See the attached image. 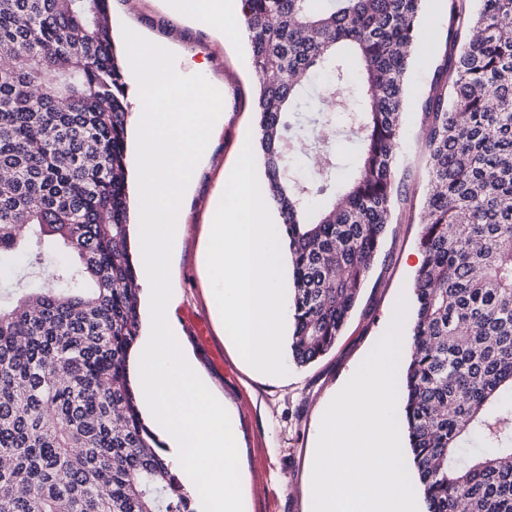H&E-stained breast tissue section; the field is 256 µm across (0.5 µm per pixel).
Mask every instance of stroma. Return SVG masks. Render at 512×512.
<instances>
[{"label": "stroma", "mask_w": 512, "mask_h": 512, "mask_svg": "<svg viewBox=\"0 0 512 512\" xmlns=\"http://www.w3.org/2000/svg\"><path fill=\"white\" fill-rule=\"evenodd\" d=\"M110 10L114 38H121L122 26L135 28L172 51L181 71L203 65L209 79L223 86L224 124L214 134L208 156L197 165L195 186L182 205L184 235L173 271L177 304L172 317L199 373L223 396L237 432L244 512H309L312 449L321 411L384 334L399 298H411L420 226L390 225L358 306L329 353L307 366L289 365L283 377L251 372L224 337L202 264L210 200L224 188L226 172L234 167L247 136L258 129L253 107L258 79L247 38L236 20L225 19L224 31L218 34L173 16L164 0H139L133 9L128 0H110ZM446 13L447 0H425L420 49L408 76L397 163L410 170L418 189L425 186L419 97L432 77V57L441 49L434 34L444 26Z\"/></svg>", "instance_id": "1"}]
</instances>
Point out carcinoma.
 <instances>
[{
	"label": "carcinoma",
	"instance_id": "obj_1",
	"mask_svg": "<svg viewBox=\"0 0 512 512\" xmlns=\"http://www.w3.org/2000/svg\"><path fill=\"white\" fill-rule=\"evenodd\" d=\"M109 0H0V512H197L132 379L140 284L126 171L132 112ZM258 147L292 273L290 355L344 332L411 200L396 154L423 0H241ZM318 94L336 109L304 99ZM403 424L425 512H512V0H448L421 97ZM358 158L336 188V142ZM317 158L301 177L298 155ZM68 260L46 270V246Z\"/></svg>",
	"mask_w": 512,
	"mask_h": 512
}]
</instances>
